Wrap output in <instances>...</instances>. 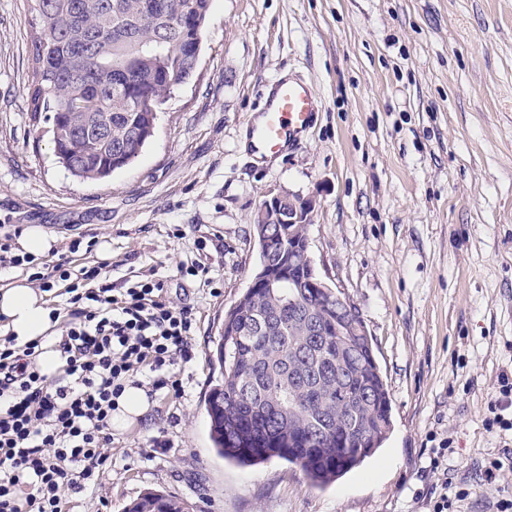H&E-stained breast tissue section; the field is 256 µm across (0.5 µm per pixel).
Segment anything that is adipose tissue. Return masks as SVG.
I'll use <instances>...</instances> for the list:
<instances>
[{"mask_svg":"<svg viewBox=\"0 0 512 512\" xmlns=\"http://www.w3.org/2000/svg\"><path fill=\"white\" fill-rule=\"evenodd\" d=\"M0 328L19 342L40 341L42 352L36 363L45 374H54L60 365L54 349L56 323L40 291L19 280L0 289Z\"/></svg>","mask_w":512,"mask_h":512,"instance_id":"1","label":"adipose tissue"}]
</instances>
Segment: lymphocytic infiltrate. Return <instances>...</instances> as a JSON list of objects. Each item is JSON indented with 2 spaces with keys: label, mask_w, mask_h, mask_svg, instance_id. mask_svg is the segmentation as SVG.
<instances>
[{
  "label": "lymphocytic infiltrate",
  "mask_w": 512,
  "mask_h": 512,
  "mask_svg": "<svg viewBox=\"0 0 512 512\" xmlns=\"http://www.w3.org/2000/svg\"><path fill=\"white\" fill-rule=\"evenodd\" d=\"M20 234L19 226L0 225V268L27 267L45 292L56 280L67 283L64 306L52 311L64 326V378L50 380L37 367L38 342L0 339V512H64L66 490L100 486L110 419L126 383L139 377L152 391L182 394V380L164 369L175 358L190 360L196 316L166 298L163 281L117 294L104 265L70 271L68 255L80 240L50 265L13 252Z\"/></svg>",
  "instance_id": "obj_1"
}]
</instances>
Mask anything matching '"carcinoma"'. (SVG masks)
I'll use <instances>...</instances> for the list:
<instances>
[{
	"label": "carcinoma",
	"instance_id": "cac0c4a2",
	"mask_svg": "<svg viewBox=\"0 0 512 512\" xmlns=\"http://www.w3.org/2000/svg\"><path fill=\"white\" fill-rule=\"evenodd\" d=\"M30 35L26 111L32 126H48L59 162L74 176L97 181L131 165L139 133L156 110L193 78L190 20L207 19L210 0H25ZM152 77L155 111L129 89L128 77ZM259 263L288 270V249H309L307 225H271ZM306 279L307 266L282 276L279 288L257 284L224 314L215 352L220 377L205 399L217 453L251 465L273 458L297 465L326 485L376 452L358 447L349 430L378 435L391 425L382 374L363 365L369 347L336 335V311L318 307L288 277ZM325 327L309 336L307 313ZM236 356L224 358V343ZM372 390L378 396H367ZM131 512H188L179 498L150 492Z\"/></svg>",
	"mask_w": 512,
	"mask_h": 512
}]
</instances>
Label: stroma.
I'll return each mask as SVG.
<instances>
[{
	"mask_svg": "<svg viewBox=\"0 0 512 512\" xmlns=\"http://www.w3.org/2000/svg\"><path fill=\"white\" fill-rule=\"evenodd\" d=\"M25 0H0V224L111 246L113 287L154 277L193 307L181 397L153 395L113 432L97 490L69 512H125L148 492L189 512H496L512 448L492 426L512 370V0H211L197 72L157 114L135 163L85 182L58 163L25 109ZM292 75L319 98L298 146L267 161L241 147L269 83ZM311 196L319 276L362 317L392 405L382 448L312 485L281 459L240 467L209 439V363L259 249L251 218L270 189ZM206 265L214 287L180 276Z\"/></svg>",
	"mask_w": 512,
	"mask_h": 512,
	"instance_id": "35a3bbf8",
	"label": "stroma"
}]
</instances>
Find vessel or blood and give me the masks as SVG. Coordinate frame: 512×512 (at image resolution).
Here are the masks:
<instances>
[{
	"mask_svg": "<svg viewBox=\"0 0 512 512\" xmlns=\"http://www.w3.org/2000/svg\"><path fill=\"white\" fill-rule=\"evenodd\" d=\"M317 99L302 79L277 82L258 114L249 121V148L264 159L302 142L314 126Z\"/></svg>",
	"mask_w": 512,
	"mask_h": 512,
	"instance_id": "vessel-or-blood-1",
	"label": "vessel or blood"
}]
</instances>
